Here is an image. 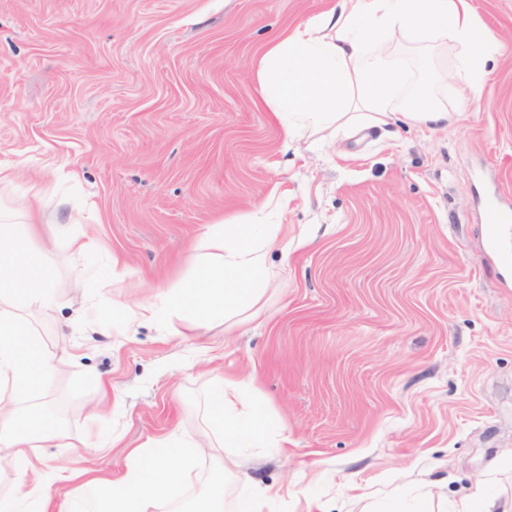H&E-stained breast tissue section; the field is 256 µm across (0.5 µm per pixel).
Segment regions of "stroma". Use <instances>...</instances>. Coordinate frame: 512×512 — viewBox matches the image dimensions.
<instances>
[{
	"label": "stroma",
	"instance_id": "1",
	"mask_svg": "<svg viewBox=\"0 0 512 512\" xmlns=\"http://www.w3.org/2000/svg\"><path fill=\"white\" fill-rule=\"evenodd\" d=\"M332 3L0 0V204L39 206L30 255L57 242L43 272L62 302L31 318L75 355L45 391L63 431L48 466L84 443L119 476L131 449L202 431L221 377L288 426L248 470L278 491L266 512H361L402 484L435 512L478 487L512 498V248L489 251L481 221L486 197L512 205V0H469L500 51L447 126L303 129L287 148L254 66ZM397 52L419 81L457 65L452 46ZM273 192L305 244L273 258L258 318L131 321L221 254L209 227ZM86 229L102 254L68 249Z\"/></svg>",
	"mask_w": 512,
	"mask_h": 512
}]
</instances>
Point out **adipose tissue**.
I'll use <instances>...</instances> for the list:
<instances>
[{
    "instance_id": "obj_1",
    "label": "adipose tissue",
    "mask_w": 512,
    "mask_h": 512,
    "mask_svg": "<svg viewBox=\"0 0 512 512\" xmlns=\"http://www.w3.org/2000/svg\"><path fill=\"white\" fill-rule=\"evenodd\" d=\"M328 9L286 29L257 60L255 78L263 100L279 120L284 143L303 128L322 129L347 122L387 124L401 92L409 99L401 109L407 122L427 128L447 123L448 100L439 87L452 83L480 97L484 60L499 49L493 33L469 8L467 0H339ZM442 44L453 41L460 63L434 82L412 87V75L398 56L400 41ZM15 242L0 249V394L30 399L66 365L48 349L27 318L29 310L49 313L59 304L54 287L36 262L19 257ZM288 258L290 247L280 227L255 208L224 227V252L204 263L194 280L170 289L167 302L177 318L195 321L257 316L258 304L273 278L272 254ZM202 438L171 434L145 448L133 449L121 476L88 477L80 463L67 473L44 469L40 451L58 440L54 424L38 410L20 411L0 403V470L11 485L0 493V512H51L54 487L68 483V495L96 512H156L161 503L182 495L200 458L230 448L219 478L196 512H223L228 486L242 484L234 512H264L271 489L249 486L245 470L249 448H271L286 441V427L263 414L252 393L234 381L216 389L208 405Z\"/></svg>"
}]
</instances>
